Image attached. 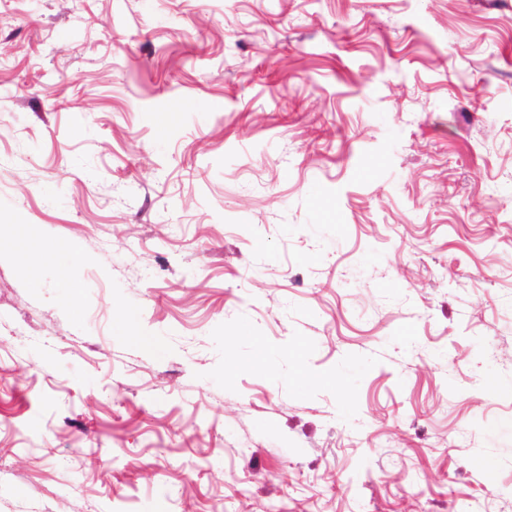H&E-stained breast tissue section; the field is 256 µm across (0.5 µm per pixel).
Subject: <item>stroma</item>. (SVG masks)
Listing matches in <instances>:
<instances>
[{
  "instance_id": "obj_1",
  "label": "stroma",
  "mask_w": 512,
  "mask_h": 512,
  "mask_svg": "<svg viewBox=\"0 0 512 512\" xmlns=\"http://www.w3.org/2000/svg\"><path fill=\"white\" fill-rule=\"evenodd\" d=\"M18 216L0 512H512V0H0ZM30 224H25L21 219L17 218L10 224H2L1 236L9 235L12 243L11 249L14 256L21 257L25 255L32 246V237L29 230Z\"/></svg>"
}]
</instances>
